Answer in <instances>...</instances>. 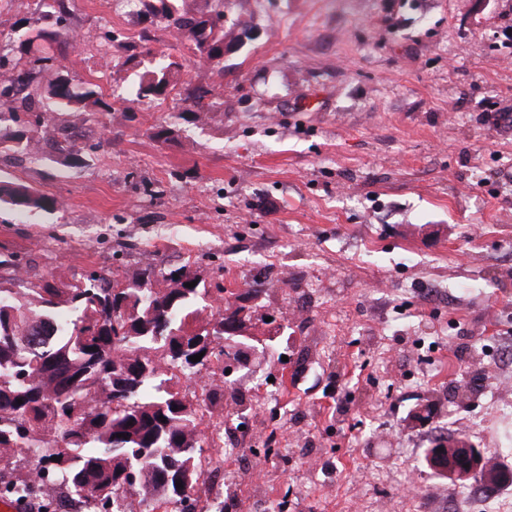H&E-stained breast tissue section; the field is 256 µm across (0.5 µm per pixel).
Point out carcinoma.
Masks as SVG:
<instances>
[{"instance_id": "obj_1", "label": "carcinoma", "mask_w": 512, "mask_h": 512, "mask_svg": "<svg viewBox=\"0 0 512 512\" xmlns=\"http://www.w3.org/2000/svg\"><path fill=\"white\" fill-rule=\"evenodd\" d=\"M67 9V0H45V26L0 45V156L31 163L41 158L37 144L76 165L77 133L58 125L56 115L69 112L83 122L88 112L112 110L98 85L69 77L66 61L76 35L62 27ZM165 14L191 42L188 62L223 64L224 42L233 40L224 30V11L172 7ZM165 58L161 53L139 76L132 100H165L176 90L205 117L215 106L214 89L178 86L183 65ZM39 69L54 77L36 96L30 87ZM20 112L34 114L44 135L15 125ZM2 204L43 211L60 206L24 183L0 184ZM12 280L23 287L0 280V451L24 450L28 474L0 470V495L27 498L39 480L57 489L48 512L89 503L91 512H126L127 496L183 512L205 484L204 448L197 441L203 415L224 402L219 385L197 392L199 376L217 372L190 362L184 348L207 337L211 356L221 362L229 339L224 326L249 321L251 314L228 298L213 305L198 284L185 286L196 277L184 266L148 264L128 280L102 269L65 288L46 279ZM208 307L211 319L202 323L198 316ZM169 470L174 476L191 472L189 486L165 479Z\"/></svg>"}]
</instances>
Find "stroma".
<instances>
[{
    "mask_svg": "<svg viewBox=\"0 0 512 512\" xmlns=\"http://www.w3.org/2000/svg\"><path fill=\"white\" fill-rule=\"evenodd\" d=\"M220 6L223 68L182 74L222 96L201 121L176 94L129 101L155 53L190 54L165 16L68 0L69 75L113 109L80 166L0 160L61 203L0 207V249L32 281L184 264L256 289L285 331L201 425L237 451L225 484L254 488L231 512H445L436 438L512 467V0ZM43 13L0 0V42Z\"/></svg>",
    "mask_w": 512,
    "mask_h": 512,
    "instance_id": "1",
    "label": "stroma"
}]
</instances>
